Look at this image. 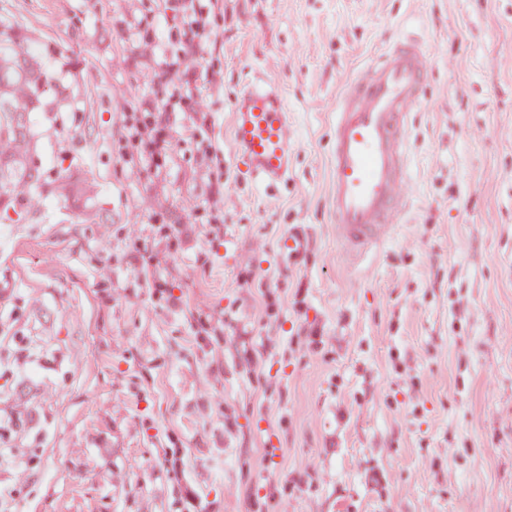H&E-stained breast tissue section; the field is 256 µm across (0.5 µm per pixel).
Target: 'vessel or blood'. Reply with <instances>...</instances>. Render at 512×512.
I'll return each mask as SVG.
<instances>
[{"label":"vessel or blood","mask_w":512,"mask_h":512,"mask_svg":"<svg viewBox=\"0 0 512 512\" xmlns=\"http://www.w3.org/2000/svg\"><path fill=\"white\" fill-rule=\"evenodd\" d=\"M427 79L426 53L408 38L345 82L333 134L331 210L336 235L351 256L383 242L409 199L401 120L420 105ZM232 112L245 172L269 184L282 179L291 138L279 93L248 88Z\"/></svg>","instance_id":"b4317fda"}]
</instances>
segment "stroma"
Listing matches in <instances>:
<instances>
[{"label":"stroma","instance_id":"stroma-1","mask_svg":"<svg viewBox=\"0 0 512 512\" xmlns=\"http://www.w3.org/2000/svg\"><path fill=\"white\" fill-rule=\"evenodd\" d=\"M404 36L412 199L355 259L341 81ZM6 37L44 79L0 187V335L40 348L0 363L6 512H512V0H0ZM250 83L287 109L270 185ZM232 112L233 139L244 171L259 182L282 179L288 170L291 138L279 93L266 87L248 88Z\"/></svg>","mask_w":512,"mask_h":512}]
</instances>
